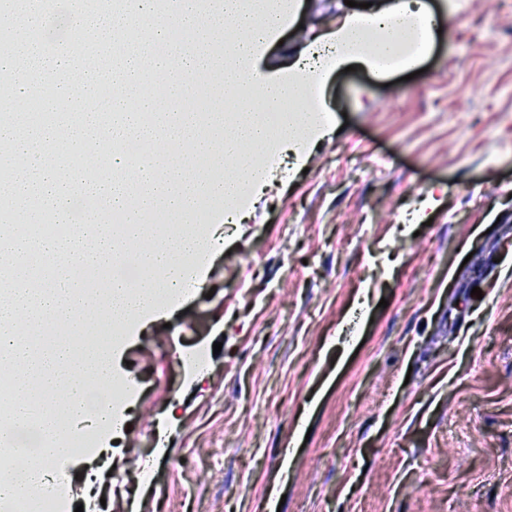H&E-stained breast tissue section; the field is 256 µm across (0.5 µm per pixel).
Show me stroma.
<instances>
[{
    "label": "stroma",
    "instance_id": "stroma-1",
    "mask_svg": "<svg viewBox=\"0 0 512 512\" xmlns=\"http://www.w3.org/2000/svg\"><path fill=\"white\" fill-rule=\"evenodd\" d=\"M291 2L272 81L350 11ZM423 2L420 75L332 71L245 218L188 216L218 243L108 340L131 389L60 512H512V0Z\"/></svg>",
    "mask_w": 512,
    "mask_h": 512
}]
</instances>
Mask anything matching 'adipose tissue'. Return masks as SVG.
Listing matches in <instances>:
<instances>
[{
  "instance_id": "obj_1",
  "label": "adipose tissue",
  "mask_w": 512,
  "mask_h": 512,
  "mask_svg": "<svg viewBox=\"0 0 512 512\" xmlns=\"http://www.w3.org/2000/svg\"><path fill=\"white\" fill-rule=\"evenodd\" d=\"M288 10L285 0H177L174 11H166L161 0H138L137 22L150 34L143 45L124 39L128 21L123 13L86 8L80 25L97 33L112 48L113 64L74 63L72 58L50 54L43 43L22 37L16 47L0 51V71L15 78V95L30 96L52 74L72 71L68 82L59 85L49 101L51 111L78 115L77 123L33 124L25 138L13 136L14 125L0 123V145L7 153L0 160L20 159L12 181L0 184V193L23 200H38L40 207L67 210L80 176L61 174L39 153L40 144L62 138L72 141L87 159H95L101 134L116 142L108 164L117 177L111 185L94 188L101 207L130 209L132 223L121 224L117 233L107 235L99 224L82 223L62 240L34 238L19 232L16 225H0V242L6 246L11 272L4 293L9 306L0 307V360L29 377L32 389L22 395L0 399L18 418L28 419L32 400L47 395L64 397L67 403L85 399L89 382L105 385L110 380L109 355L101 348H80L90 314L109 318L113 328L126 330L164 302L177 299L188 279L194 278V261L205 249L199 233L177 236L163 234L162 227L172 214L194 212L201 197L207 196L210 180L187 163L189 153L217 150L227 173L230 190L224 196L228 207L245 186H259L262 174L252 162L254 147L304 149L318 135L320 125L313 111L293 114L272 113L252 78L257 70V50L282 27ZM387 23L376 37H369V15L353 13L336 28L330 42L336 50V67L356 61L373 72H384L383 51H391L395 64L412 67L434 38L433 15L422 11L406 17L399 0L382 12ZM232 21L240 37L232 46V59L224 65L221 90L251 100L255 109L225 117L221 109L208 115L187 112L183 102L189 96L195 76L212 64L204 54L217 20ZM184 33L172 41L174 32ZM165 43L168 54L154 55L151 46ZM158 75L169 77L165 96L141 93L142 82ZM113 86L112 106L116 119L103 124L100 113L84 109L83 102L97 85ZM132 138L160 147L140 166L139 196L135 207L127 205V186L121 174L128 157L121 142ZM157 227L152 247L143 252L145 278L140 288L113 281L111 288L96 290L94 297H77L72 285L74 268L93 271L114 265L126 257L129 245L142 239L148 227Z\"/></svg>"
}]
</instances>
